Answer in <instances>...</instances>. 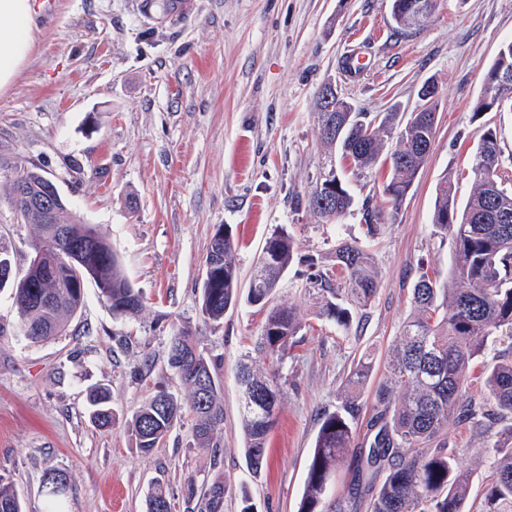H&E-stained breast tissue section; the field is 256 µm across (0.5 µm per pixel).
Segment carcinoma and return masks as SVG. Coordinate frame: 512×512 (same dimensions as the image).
<instances>
[{
  "label": "carcinoma",
  "instance_id": "1",
  "mask_svg": "<svg viewBox=\"0 0 512 512\" xmlns=\"http://www.w3.org/2000/svg\"><path fill=\"white\" fill-rule=\"evenodd\" d=\"M319 128L336 127V140L321 139L329 154L349 161L354 175L373 172L384 163L386 142L395 141L392 153L404 160L392 162L382 196L390 202L384 214L365 205V233L373 237L386 221L396 220L399 200L408 195L427 156L419 144L431 129L411 122L400 112L373 116L368 112H320ZM497 130L485 127L474 153V184L466 202H456L448 185L439 188L433 224L453 244L450 279L428 274L419 264L412 288L413 313L405 322L375 390L376 409L369 420L373 437L366 448L354 447L362 405L361 391L370 381L372 362L359 359L339 386V405L323 414L308 463L298 512H348L342 502H327L329 483L343 458L358 457L353 476L356 494L366 500L367 512H465L471 475L462 469L459 449L448 444V423L483 419L512 421V179ZM11 168L28 194L36 196L51 179L40 168L17 158ZM329 209L313 206L315 187L308 191V208L325 221L349 213L355 196L344 173ZM8 203L23 224L34 226L32 248L37 266L18 273L10 255L0 252V288L11 289L17 327L21 331L48 328L47 335L28 336L36 344L63 335L81 311L87 283L92 282L110 302L112 314L128 317L143 310V299L122 271L117 255L91 224L83 222L60 200L44 212L19 195V185H9ZM230 236L210 243L205 260L200 313L204 321L219 324L227 308L241 296L266 310L257 352L271 362H281L288 345L303 328L296 308L273 302V295L289 266L297 259L296 245L284 228L265 241L246 292H241ZM332 264L309 274L306 291L318 305V317L336 325L343 338L365 318L378 292V273L371 255L356 240L342 241L331 256ZM58 296L61 303L38 302L40 294ZM505 345L495 364L481 369L483 394H471L472 374L490 339ZM168 364L188 393L194 437L201 448L214 444L224 422L219 403L217 373L199 349L197 337L181 330L171 338ZM209 379L208 390L198 395L197 375ZM238 381L242 390L241 416L247 468L255 475L265 468L266 443L273 426L265 423L255 399L267 395L279 406L283 390L277 377L244 364ZM89 414L100 428L112 425V392L97 387L89 394ZM182 404L160 391L145 399L135 411L132 431L138 448L150 453L159 447L181 420ZM500 435L491 452V482L482 512H512V424ZM226 488L215 484L200 512H223ZM0 512H22L18 495L0 484Z\"/></svg>",
  "mask_w": 512,
  "mask_h": 512
}]
</instances>
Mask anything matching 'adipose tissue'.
Wrapping results in <instances>:
<instances>
[{
    "label": "adipose tissue",
    "instance_id": "ef3b65f1",
    "mask_svg": "<svg viewBox=\"0 0 512 512\" xmlns=\"http://www.w3.org/2000/svg\"><path fill=\"white\" fill-rule=\"evenodd\" d=\"M35 0H0V92L12 84L33 40Z\"/></svg>",
    "mask_w": 512,
    "mask_h": 512
}]
</instances>
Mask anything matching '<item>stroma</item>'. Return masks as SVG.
I'll return each mask as SVG.
<instances>
[{"label": "stroma", "mask_w": 512, "mask_h": 512, "mask_svg": "<svg viewBox=\"0 0 512 512\" xmlns=\"http://www.w3.org/2000/svg\"><path fill=\"white\" fill-rule=\"evenodd\" d=\"M512 40V0H438L416 35L398 37L389 0H196L192 15L164 0H56L37 11L29 58L0 93V161L24 158L46 171L77 215L112 245L145 307L114 317L95 285L65 334L34 344L15 328L0 291V482L25 512H47V473L67 478L60 512H147L162 483L172 512H199L217 481L224 512L249 493L257 512H297L324 412L360 357L374 358L361 397L357 436L373 415L383 363L412 313L419 260L447 279L452 245L432 223L436 190L451 182L466 201L473 151L483 126L496 127L512 154V110L475 116L484 73ZM353 58L356 74L342 70ZM438 87L436 137L397 219L366 239L362 200L384 205L380 167L353 184L357 207L323 222L306 204L325 162L315 97L324 83L366 112L413 108L419 87ZM0 175V249L17 269L34 254V229L11 209ZM286 227L302 263L283 276L276 300L306 325L279 373L284 396L260 475L245 466L237 372L244 359L270 373L254 345L265 313L239 305L217 326L203 323L205 258L216 229L232 233L241 281L266 239ZM342 239L365 241L379 291L358 334L343 340L315 318L305 291L306 263L323 265ZM192 330L221 383L220 456L200 449L184 416L152 454L139 451L134 410L163 390L187 393L169 368L171 337ZM112 391V425L88 416L87 395ZM495 432L450 422L448 442L471 473L470 512H480L491 475Z\"/></svg>", "instance_id": "obj_1"}]
</instances>
